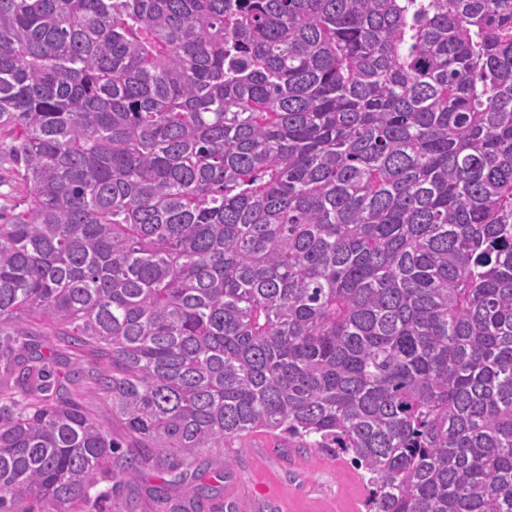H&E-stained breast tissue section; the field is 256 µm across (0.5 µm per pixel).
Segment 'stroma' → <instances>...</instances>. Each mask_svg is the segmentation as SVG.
I'll return each instance as SVG.
<instances>
[{
	"mask_svg": "<svg viewBox=\"0 0 512 512\" xmlns=\"http://www.w3.org/2000/svg\"><path fill=\"white\" fill-rule=\"evenodd\" d=\"M12 129L0 128V213L9 214L24 188L11 154ZM204 481L223 472L221 501L237 512H362L367 488L349 457L315 448H294L287 440L248 434L230 448H199Z\"/></svg>",
	"mask_w": 512,
	"mask_h": 512,
	"instance_id": "1",
	"label": "stroma"
}]
</instances>
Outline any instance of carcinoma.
Segmentation results:
<instances>
[{
    "label": "carcinoma",
    "mask_w": 512,
    "mask_h": 512,
    "mask_svg": "<svg viewBox=\"0 0 512 512\" xmlns=\"http://www.w3.org/2000/svg\"><path fill=\"white\" fill-rule=\"evenodd\" d=\"M2 126L0 512L250 433L512 512V0H0ZM14 131L0 128V213L8 215L24 191L19 167L11 154ZM82 405L91 414L95 415L99 423L108 427L112 431V437L122 443L126 448L130 444L129 437L124 425L118 420L112 419L109 409L94 394L86 395L82 400Z\"/></svg>",
    "instance_id": "cac0c4a2"
}]
</instances>
